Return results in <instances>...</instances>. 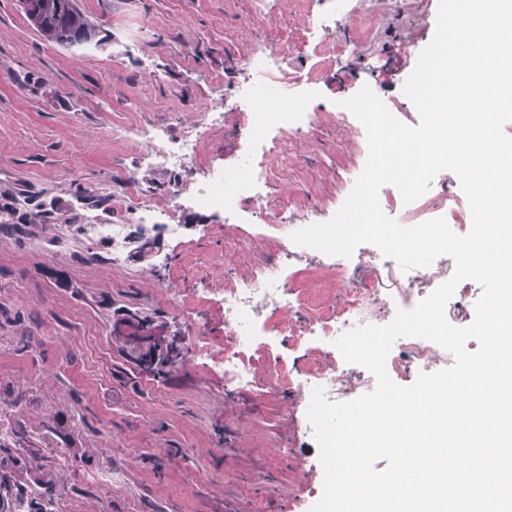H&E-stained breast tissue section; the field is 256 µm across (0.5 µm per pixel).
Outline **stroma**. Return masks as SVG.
I'll return each instance as SVG.
<instances>
[{
  "instance_id": "obj_1",
  "label": "stroma",
  "mask_w": 512,
  "mask_h": 512,
  "mask_svg": "<svg viewBox=\"0 0 512 512\" xmlns=\"http://www.w3.org/2000/svg\"><path fill=\"white\" fill-rule=\"evenodd\" d=\"M274 6L262 18L253 0H76L99 41L61 46L30 25L20 0H0V208L12 225L0 233V388L25 392L15 417L40 431L56 417L63 433L79 432L104 454L68 460L56 471L70 489L68 512H257L268 500L290 512H310L324 472L301 392L262 387L232 391L203 358L188 354L182 368L152 380L133 373L112 339V321L136 312L158 317L193 346L207 336L217 352L228 345L220 289L227 276L286 241L290 228L239 224L221 212L183 206L169 212L173 182L191 185L212 168L233 165L251 143L246 128L202 136L198 153L176 175L146 171L139 146L118 130L140 125H193L218 97H231L232 63L258 45L280 50L290 65L309 70L305 6ZM438 0H368L364 11L331 19L320 36L329 44L355 41L356 50L327 59L309 108L315 133L300 138L297 159L278 180L282 196L327 200L358 177L356 144L338 123L340 103L370 86L385 106L400 104L404 123L418 114L402 87L436 26ZM146 186L160 223L177 224L163 237L153 265L126 262L108 269L107 243L83 229L88 215L111 213L134 184ZM47 198L58 222L31 229V207L19 199ZM65 237L64 249L47 248ZM331 255L311 250L293 287L335 301ZM208 293L203 306L193 296ZM35 338L18 349L15 339ZM81 402V418L70 409Z\"/></svg>"
}]
</instances>
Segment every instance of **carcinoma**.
<instances>
[{
  "label": "carcinoma",
  "instance_id": "obj_1",
  "mask_svg": "<svg viewBox=\"0 0 512 512\" xmlns=\"http://www.w3.org/2000/svg\"><path fill=\"white\" fill-rule=\"evenodd\" d=\"M31 25L46 40L69 45L73 42L91 43L98 31L75 5V0H45V7ZM136 247L128 258L135 262L151 263L153 253L160 248L159 236H149L143 230L135 235ZM123 352L134 365V371L160 377L182 364L184 347L173 340L159 350L137 354L130 344L115 337ZM60 437L54 421L43 423L40 433L29 431L22 423L12 422L9 439L0 442V512H49L65 490L59 476L45 469L42 461L45 449L54 447Z\"/></svg>",
  "mask_w": 512,
  "mask_h": 512
}]
</instances>
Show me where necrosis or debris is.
<instances>
[{"mask_svg": "<svg viewBox=\"0 0 512 512\" xmlns=\"http://www.w3.org/2000/svg\"><path fill=\"white\" fill-rule=\"evenodd\" d=\"M235 67L243 78L235 85L236 106L229 116L236 126L248 127L263 148L258 153H243L239 163L225 168L219 177L192 186H174L168 203L176 208L189 202L204 210L244 215L253 223L284 225L290 223L293 210L287 199L269 200L267 189L273 174L266 158L287 155L295 140L315 130L318 118L307 103L319 71L314 68L302 76L288 75L282 57L267 47L253 49ZM229 116L219 107L205 113L204 122L219 125ZM128 136L147 146L140 156L141 166L170 172L181 169L186 159L196 154L199 139L194 128L172 135L149 125L129 130ZM304 253V247L294 243L279 244L271 257L251 264L248 275L225 283L222 300L224 322L231 332V352L215 353L201 344L196 353L237 387L262 384L277 390L291 388L292 373L282 359H275L270 376L264 380L251 369L255 352L269 354L274 349V336H268V328H275V336L288 338L294 345L306 343L312 336L317 344L330 346L354 327L389 323L397 309L410 307L415 285L425 279L419 270L402 271L379 249L362 248L353 253L350 265H336V277L344 287L336 304L326 306L288 285V273ZM381 267L394 278V288L385 289L370 280L359 283L353 278L354 272L369 273ZM288 312L302 316L304 327L285 320Z\"/></svg>", "mask_w": 512, "mask_h": 512, "instance_id": "1", "label": "necrosis or debris"}]
</instances>
